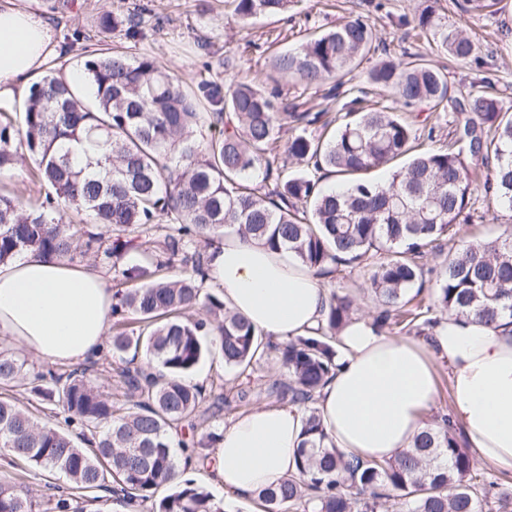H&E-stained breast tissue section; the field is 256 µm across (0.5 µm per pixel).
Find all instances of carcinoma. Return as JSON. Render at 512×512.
I'll return each instance as SVG.
<instances>
[{
	"instance_id": "carcinoma-1",
	"label": "carcinoma",
	"mask_w": 512,
	"mask_h": 512,
	"mask_svg": "<svg viewBox=\"0 0 512 512\" xmlns=\"http://www.w3.org/2000/svg\"><path fill=\"white\" fill-rule=\"evenodd\" d=\"M293 3L233 0L244 24ZM413 23L431 50L461 63L476 58L473 40L434 6ZM98 27L132 41L143 37L138 13H104ZM373 43L370 23L356 17L274 55L270 64L309 89L342 81ZM83 76L93 89L89 98L51 71L31 85L20 115L0 111V174L26 157L29 180L50 188L34 205L0 190V264L35 253L113 267L123 239L141 240L145 264L121 272L136 286L116 292L112 307V353L121 355L126 399L116 403L97 387L94 361L46 376L0 347V384L28 381L29 393L64 413L66 425L41 424L1 399L0 448L62 472L79 492L110 483L112 493L150 502L153 512H224L205 486L178 479L170 430L188 431L191 439L181 444L192 449L221 437L210 422L222 397L215 411L202 408L205 391L187 379L205 356L221 355L241 376L274 351L287 380L270 394L297 406L305 426L297 473L256 492L263 512H380L392 497L398 512H507L496 480L476 468L446 415L395 460L350 459L335 447L316 397L333 367L337 334L352 319L350 294L330 293L317 335L274 343L205 291L206 249L233 229L321 274L383 252L368 287L381 327L402 324L426 336L435 311L470 314L491 326L512 319L511 230L449 249L434 270L432 303L410 295L425 273L421 260L471 219L472 199L482 193L512 212V114L487 91L488 81L472 83L460 100L449 96L446 74L427 54L373 66L368 83L400 110L425 105L459 115L448 147L416 153V131L379 101L340 116L335 136L324 140L312 130L320 113L298 111L278 85L202 79L184 89L156 58L103 48L87 55ZM87 142L102 153L77 167L72 146ZM404 156L386 182L367 178ZM282 158L352 181L336 191L307 174L285 177ZM261 166L264 178L274 179L265 192L245 184ZM131 315L150 325L148 334L127 331ZM174 481L173 492L154 500L159 486ZM36 506L28 494L0 485V512H37Z\"/></svg>"
}]
</instances>
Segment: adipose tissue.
<instances>
[{"instance_id": "1", "label": "adipose tissue", "mask_w": 512, "mask_h": 512, "mask_svg": "<svg viewBox=\"0 0 512 512\" xmlns=\"http://www.w3.org/2000/svg\"><path fill=\"white\" fill-rule=\"evenodd\" d=\"M55 54L50 24L0 0V99L23 94ZM211 287L277 341L310 335L329 303L319 276L284 251L226 234L208 251ZM113 291L105 271L56 256L24 254L0 265V338L52 364H77L103 351ZM336 369L318 396L334 444L363 459L392 460L430 424L436 369L445 366L450 415L488 465L512 472V325L470 315L440 317L428 336L397 337L358 316L338 334ZM303 415L260 406L225 425L211 456L212 480L247 496L295 473Z\"/></svg>"}]
</instances>
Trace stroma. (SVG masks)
<instances>
[{"label":"stroma","mask_w":512,"mask_h":512,"mask_svg":"<svg viewBox=\"0 0 512 512\" xmlns=\"http://www.w3.org/2000/svg\"><path fill=\"white\" fill-rule=\"evenodd\" d=\"M47 21L53 29L56 53L49 68L70 73L80 69L87 51L112 47L130 56L149 54L174 74L183 85L203 79L226 83L247 81L268 88L275 77L269 63L280 51L298 46L308 38L357 17H365L376 33L375 51L358 70L346 76L335 97L326 88L290 89L288 96L300 110L321 113L323 121L336 119L348 110L349 102L370 92L368 71L380 60H401L405 54L427 50V43L411 20L424 8L425 0H297L288 12L268 16L250 25H242L233 13L230 0H17ZM440 13L450 25L464 30L479 46L476 61L461 64L443 53L432 59L448 76L453 96L466 95L473 81H490L492 92L512 108V0H500L495 14L473 15L461 12L454 0H438ZM124 16L142 13L146 36L129 41L121 32L102 37L98 18L103 13ZM80 30L85 38L72 48H65V37ZM407 118L418 136L417 147L439 148L447 145L453 134L451 113L414 111ZM478 220L457 227L456 243H469L497 235L512 223V213L494 207L487 198L476 202ZM373 262L365 257L354 263L332 266L325 279L327 288L351 293L356 298L357 315L375 316L376 308L367 291V273ZM190 380L210 387L222 380L223 392L231 412H224L213 422L215 430L230 424L234 414L269 404L265 390L282 380L283 371L276 356H269L264 366L251 376H237L226 370L219 355L206 356L190 373ZM0 482L29 493L38 503L57 500L59 495H75L81 512H149L146 504L131 505L108 490L73 494L71 484L60 472L41 471L13 458L0 466Z\"/></svg>","instance_id":"35a3bbf8"}]
</instances>
